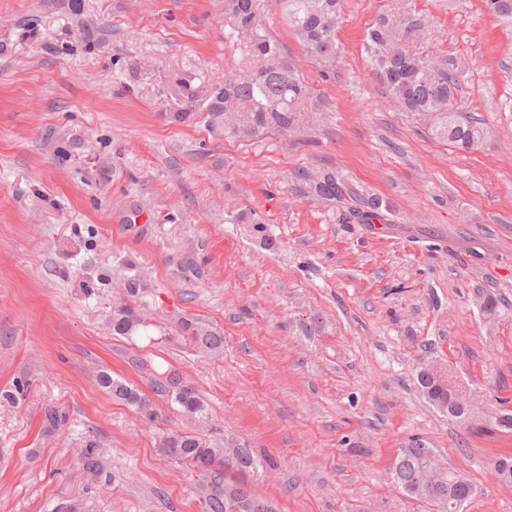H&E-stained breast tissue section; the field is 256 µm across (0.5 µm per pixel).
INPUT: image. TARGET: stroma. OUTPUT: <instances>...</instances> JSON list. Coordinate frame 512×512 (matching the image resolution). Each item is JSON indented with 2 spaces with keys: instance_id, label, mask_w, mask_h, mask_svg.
<instances>
[{
  "instance_id": "35a3bbf8",
  "label": "stroma",
  "mask_w": 512,
  "mask_h": 512,
  "mask_svg": "<svg viewBox=\"0 0 512 512\" xmlns=\"http://www.w3.org/2000/svg\"><path fill=\"white\" fill-rule=\"evenodd\" d=\"M258 4L325 107L246 140L174 118L243 61L224 0H0V392L30 382L0 406V512H203L198 473L160 447L180 417L160 402L145 424L103 370L194 384L225 432L274 457L251 487L276 512H432L390 482L414 436L477 485L467 512H512L493 476L512 434H470L415 384L437 360L478 405L512 407V20L484 0H344L325 81L277 0ZM380 24L456 67L483 149L433 139L386 96L365 50ZM324 168L389 201L385 221L303 195L293 172ZM132 270L145 322L129 339L111 320ZM187 319L223 331V356L185 343ZM53 406L68 425L50 432Z\"/></svg>"
}]
</instances>
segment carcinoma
I'll return each instance as SVG.
<instances>
[{
    "label": "carcinoma",
    "instance_id": "cac0c4a2",
    "mask_svg": "<svg viewBox=\"0 0 512 512\" xmlns=\"http://www.w3.org/2000/svg\"><path fill=\"white\" fill-rule=\"evenodd\" d=\"M291 27L304 47L321 67L325 80L334 75L341 55L337 31L341 23L342 0H280ZM252 26L254 38L243 42L237 30ZM389 31L384 25L372 29L366 39V52L371 59L374 75L388 94L400 101L410 112L432 115L431 134L452 144L460 151L479 149L485 140L483 122L463 112L455 104L458 85L452 68L431 69L423 58L402 48H387ZM224 43L242 47L249 64L233 72L234 80L216 88L207 104V125L218 136L226 138L258 137L270 130H291L299 123L304 104L310 102L311 90L300 72L285 57L280 43L267 30L256 0H224ZM277 57L280 65L270 59ZM294 179L304 185L307 193L327 201H351L353 217L359 224H371L383 219L382 211L390 206L381 197L365 193L359 185L324 169L318 173L297 171ZM144 320L139 308L129 304L112 313V332L118 336L133 335ZM183 339L198 349L219 355L224 350V334L203 324L185 320ZM100 386L112 397L134 408L143 421H156L153 398L163 399L178 407L188 420L210 429V435L197 436L180 430L170 431L163 438V453L202 476L198 485L204 512H260L265 500L249 487L248 478L266 469L270 457L258 453L243 443L234 455H229L224 435L210 418L208 408L196 388L178 373H151V395L137 386L112 378L102 371ZM66 413L56 407L45 412L46 429L59 430L67 425ZM512 433V415L500 424H488L470 430L472 434ZM420 438L410 439L399 449L390 470L391 481L405 496L426 502L435 512H455L452 502L471 500L470 491L476 485L459 472L446 469L443 481L430 486L425 483V469L435 452L430 445L415 447ZM495 467L496 475L505 484H512V454L503 453ZM81 465L88 477L99 476L103 462L97 443L87 442L82 451Z\"/></svg>",
    "mask_w": 512,
    "mask_h": 512
}]
</instances>
